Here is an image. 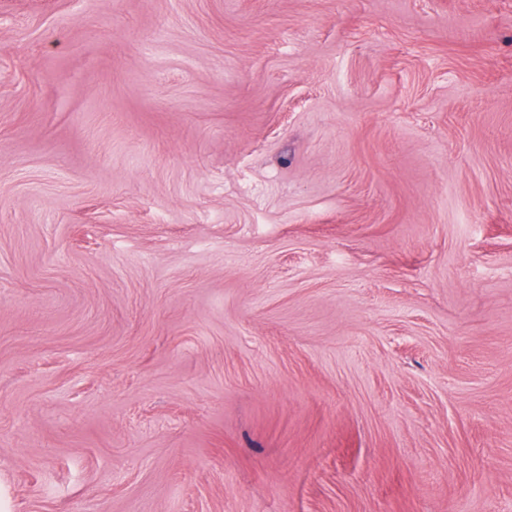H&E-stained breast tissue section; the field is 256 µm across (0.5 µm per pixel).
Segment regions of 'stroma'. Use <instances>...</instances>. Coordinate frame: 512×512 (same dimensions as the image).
<instances>
[{
	"mask_svg": "<svg viewBox=\"0 0 512 512\" xmlns=\"http://www.w3.org/2000/svg\"><path fill=\"white\" fill-rule=\"evenodd\" d=\"M0 512H512V0H0Z\"/></svg>",
	"mask_w": 512,
	"mask_h": 512,
	"instance_id": "obj_1",
	"label": "stroma"
}]
</instances>
